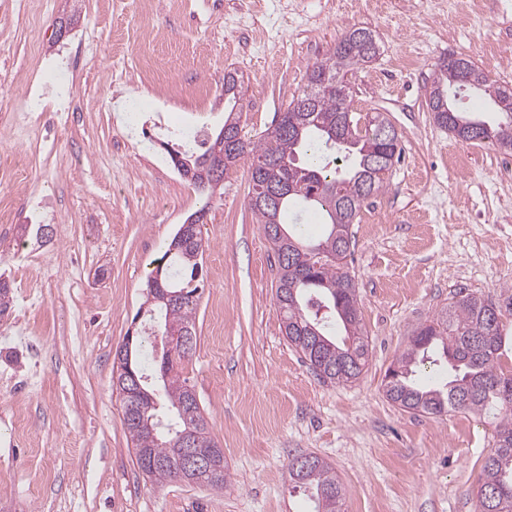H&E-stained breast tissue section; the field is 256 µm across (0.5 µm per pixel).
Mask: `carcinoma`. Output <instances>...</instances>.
Masks as SVG:
<instances>
[{"instance_id": "cac0c4a2", "label": "carcinoma", "mask_w": 512, "mask_h": 512, "mask_svg": "<svg viewBox=\"0 0 512 512\" xmlns=\"http://www.w3.org/2000/svg\"><path fill=\"white\" fill-rule=\"evenodd\" d=\"M378 54L372 33L363 27L347 31L332 52L306 68V87L298 98L311 97L306 109L288 104L275 114L271 127L257 140L234 136L240 120L231 103L237 102L238 77L224 73V128L231 143L224 147V170L249 159L251 192L265 193L266 184L282 181L298 190L282 194L271 208L251 202L249 207L262 230L278 224L281 237L270 239L278 261L276 299L282 314L281 330L288 344L302 354L319 378L331 384L357 381L369 364L370 347L364 334L358 294L346 258L349 229L362 205L383 188L384 175L399 160L400 136L379 135L392 124L383 116L369 120L370 133L358 132L359 118L349 110L348 74L372 62ZM460 68L438 65L426 93V106L435 123L455 138L468 142L467 128L512 150V88L498 85L467 58ZM463 89L480 94L496 112L492 121L473 118L456 107ZM310 205L324 226L322 236L308 242L288 229V210ZM201 229L191 224L176 231L162 259V284L170 292L186 291L176 300H160L149 307L147 328L133 337L125 363L141 378L142 392L122 397L123 423L133 444L136 464L149 480L162 484L175 479L181 468L177 437L189 433L200 448L216 449L213 465L192 471L191 484L224 487V452L211 436L195 391L180 379V344L160 364L155 383L142 364L151 331L196 336V311L203 288L195 280L202 266ZM512 316V293L492 300L474 293H455L445 314L414 331L427 340L410 341L386 371L385 394L403 411L439 416L448 411H496L499 423L494 451L485 458L477 489L480 512H512V374L499 370L503 318ZM438 353L445 364L438 381L424 380L418 367ZM303 475L288 468L292 481L310 492L314 512H339L342 487L332 467L318 456Z\"/></svg>"}]
</instances>
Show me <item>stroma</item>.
Wrapping results in <instances>:
<instances>
[{
  "instance_id": "35a3bbf8",
  "label": "stroma",
  "mask_w": 512,
  "mask_h": 512,
  "mask_svg": "<svg viewBox=\"0 0 512 512\" xmlns=\"http://www.w3.org/2000/svg\"><path fill=\"white\" fill-rule=\"evenodd\" d=\"M0 0V512H313L291 457L328 462L341 512H477L497 420L421 416L385 396V373L451 293L512 286V168L489 142L436 125L425 92L440 58L471 59L512 86V0ZM76 14L64 38L58 16ZM376 37L350 109L382 114L401 157L352 224L347 257L372 350L360 379L324 383L289 346L277 261L249 207L248 161L217 194L174 168L154 122L224 124V74L241 83L240 127L259 138L300 94L308 65L350 28ZM160 77L140 79L143 61ZM74 110L50 131L23 109L47 62ZM206 84L207 97L191 95ZM134 96L138 124L115 103ZM205 209L197 346L181 375L224 450L223 489L156 484L138 469L112 386L114 350L146 300L179 224ZM44 227L23 240L24 225ZM29 345L16 343V336Z\"/></svg>"
}]
</instances>
